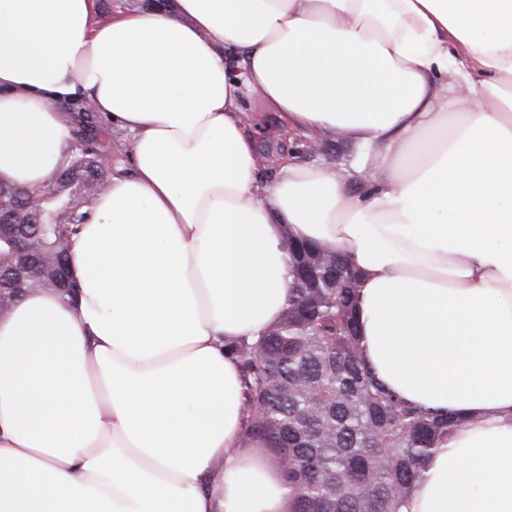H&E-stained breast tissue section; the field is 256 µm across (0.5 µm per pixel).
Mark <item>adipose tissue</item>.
Masks as SVG:
<instances>
[{"mask_svg":"<svg viewBox=\"0 0 512 512\" xmlns=\"http://www.w3.org/2000/svg\"><path fill=\"white\" fill-rule=\"evenodd\" d=\"M247 96L357 140L368 184L260 180ZM83 100L126 161L77 304L0 315V512H288L224 345L281 318L292 238L359 272L380 380L459 417L402 512H512V0H0V184L53 182ZM147 1L154 0H98V10L100 17L108 19L112 16V11L121 8L127 11H146L152 7L146 5Z\"/></svg>","mask_w":512,"mask_h":512,"instance_id":"1","label":"adipose tissue"}]
</instances>
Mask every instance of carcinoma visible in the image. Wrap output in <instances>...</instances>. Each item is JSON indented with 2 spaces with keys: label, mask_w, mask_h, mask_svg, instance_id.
I'll return each mask as SVG.
<instances>
[{
  "label": "carcinoma",
  "mask_w": 512,
  "mask_h": 512,
  "mask_svg": "<svg viewBox=\"0 0 512 512\" xmlns=\"http://www.w3.org/2000/svg\"><path fill=\"white\" fill-rule=\"evenodd\" d=\"M69 165L39 195L0 185V212L25 230L40 258V288L57 284L67 263L62 243L94 215V201L123 155L83 127ZM19 263L0 240V269ZM292 297L281 319L253 342L225 345L245 398L246 437L261 445L284 477L289 512H400L437 441L457 423L403 401L367 366L354 310L358 275L339 254L308 242L289 254Z\"/></svg>",
  "instance_id": "obj_1"
}]
</instances>
